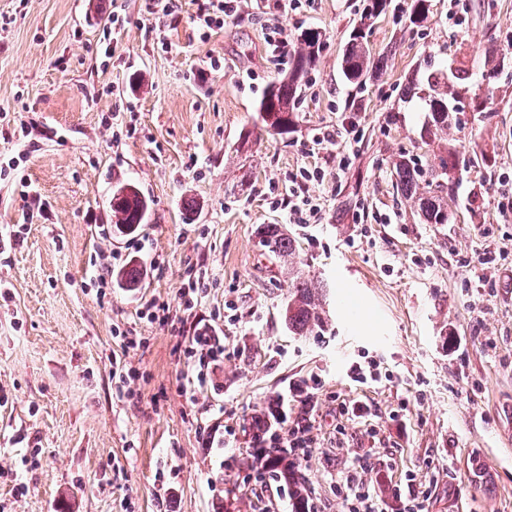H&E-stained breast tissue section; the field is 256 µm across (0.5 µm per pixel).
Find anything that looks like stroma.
Returning <instances> with one entry per match:
<instances>
[{
  "mask_svg": "<svg viewBox=\"0 0 512 512\" xmlns=\"http://www.w3.org/2000/svg\"><path fill=\"white\" fill-rule=\"evenodd\" d=\"M145 5L0 0V512H292L290 491L263 488L252 464V423L282 433L304 415L317 443L296 476L313 512H343L336 483L359 454L384 460L365 478L386 499L411 481L430 493L425 512H512V69L481 85L487 50L512 60V0H430L422 28L383 16L370 45L390 58L362 91L339 62L366 0L289 13V39L314 28L324 44L283 137L263 131L257 106L288 72L269 68L252 17L203 40L199 0L160 23ZM116 14L125 28L107 57ZM429 59L464 67L460 100L487 106L448 132L488 161L460 170L445 224L392 187L395 159L426 150L425 114L403 89ZM323 127L336 141L316 142ZM314 165L325 176L304 192L317 221L290 223L281 190ZM25 181L45 204L29 220ZM130 182L145 223L101 239ZM264 224L287 226L298 267L328 283L323 333L285 327L288 265L262 246ZM489 249L505 269L479 264ZM110 250L131 251L138 285L99 287L94 258ZM191 270L210 286L189 309ZM149 301L164 307L151 322ZM200 322L223 336L224 368L191 402L184 350ZM370 359L380 379L353 381L351 363ZM313 377L302 403L292 388ZM355 403L367 417L342 415ZM228 430L229 447H207Z\"/></svg>",
  "mask_w": 512,
  "mask_h": 512,
  "instance_id": "obj_1",
  "label": "stroma"
}]
</instances>
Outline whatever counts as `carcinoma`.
I'll return each instance as SVG.
<instances>
[{"label": "carcinoma", "instance_id": "obj_1", "mask_svg": "<svg viewBox=\"0 0 512 512\" xmlns=\"http://www.w3.org/2000/svg\"><path fill=\"white\" fill-rule=\"evenodd\" d=\"M392 0H370L353 28L341 60L345 79L364 89L383 73L380 60L372 53L369 43L360 39L368 32L375 19L389 12ZM429 0H411L409 21L421 26L429 19ZM299 47L290 56L288 77L272 84L261 99L257 111L268 131L286 136L292 132L296 112L303 93V81L315 69L323 47L322 32L309 28L298 36ZM466 71L445 63H432L420 80L416 81L418 99L428 119L421 129V141L434 151L421 156H401L394 163L395 188L406 199H413L427 224H446L449 220V183L455 182L453 160L456 147L448 141L450 112L454 102V83L465 79ZM148 203L140 190L132 184L117 188L112 196V230L119 234L134 233L143 223ZM263 246L288 261L296 256L297 241L278 224H267L263 230ZM326 292V283L313 280L300 270L289 272L288 302L284 321L288 330L306 336L322 330L326 324L325 311L319 297ZM279 476L293 482L295 512H305L307 490L294 481L295 463L279 456Z\"/></svg>", "mask_w": 512, "mask_h": 512}]
</instances>
